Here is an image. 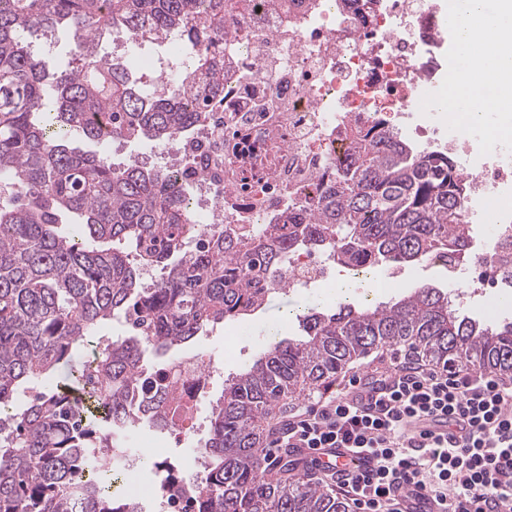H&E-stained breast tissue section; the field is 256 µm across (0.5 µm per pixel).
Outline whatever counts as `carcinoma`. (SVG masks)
I'll return each instance as SVG.
<instances>
[{
    "instance_id": "obj_1",
    "label": "carcinoma",
    "mask_w": 512,
    "mask_h": 512,
    "mask_svg": "<svg viewBox=\"0 0 512 512\" xmlns=\"http://www.w3.org/2000/svg\"><path fill=\"white\" fill-rule=\"evenodd\" d=\"M224 2L0 0V512H72L83 492L88 512H125L135 492L112 490L124 473L107 466L116 435L175 430V395L157 371L214 327L260 310L294 252L359 270L438 251L463 259L472 246L461 219L470 186L456 161L382 118L352 133L310 204L255 231L226 224L205 241L167 171L138 159L117 167L91 149L109 138L165 148L191 135L222 86L216 70L204 83L195 75L226 34ZM62 30L71 60L56 67L35 38ZM151 31L192 49L169 95L144 93L132 62L101 52L114 33ZM147 267L161 272L154 288L142 286ZM122 318L145 334H100ZM301 327L224 382L200 445L194 512H348L309 472L263 475L266 423L379 348L512 379V322L473 319L439 288L311 308ZM89 349L96 357L76 363Z\"/></svg>"
}]
</instances>
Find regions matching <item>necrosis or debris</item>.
Here are the masks:
<instances>
[{
  "mask_svg": "<svg viewBox=\"0 0 512 512\" xmlns=\"http://www.w3.org/2000/svg\"><path fill=\"white\" fill-rule=\"evenodd\" d=\"M234 32L217 52L224 92L213 99L192 134L162 150L178 177L200 238L225 224L268 223L289 203L304 202L348 146L350 131L376 117L419 147L457 153L470 175L463 219L489 223L468 268H449L457 288L512 287V135L483 125L449 124L446 109L429 108L445 97L446 19L435 0H231ZM163 56L150 60L156 92L175 86L188 54L183 41L158 42ZM429 112L426 123L417 113ZM331 267L313 250L296 253L279 272L292 286L329 279ZM182 402H193L221 367L193 354L176 364ZM161 479L135 499L137 512H187L173 494L187 469L170 458L156 461Z\"/></svg>",
  "mask_w": 512,
  "mask_h": 512,
  "instance_id": "4bbe7bcc",
  "label": "necrosis or debris"
}]
</instances>
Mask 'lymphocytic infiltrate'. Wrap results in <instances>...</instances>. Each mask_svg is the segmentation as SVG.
<instances>
[{"instance_id": "f902f5d3", "label": "lymphocytic infiltrate", "mask_w": 512, "mask_h": 512, "mask_svg": "<svg viewBox=\"0 0 512 512\" xmlns=\"http://www.w3.org/2000/svg\"><path fill=\"white\" fill-rule=\"evenodd\" d=\"M442 417L462 433L411 432V421ZM290 448H352L375 469L337 480L352 512H398L396 494L426 488L442 512H512V385L471 370L409 359L297 409L274 432L263 461Z\"/></svg>"}]
</instances>
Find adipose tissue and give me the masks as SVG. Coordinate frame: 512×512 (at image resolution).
<instances>
[{"mask_svg": "<svg viewBox=\"0 0 512 512\" xmlns=\"http://www.w3.org/2000/svg\"><path fill=\"white\" fill-rule=\"evenodd\" d=\"M448 17L459 26L460 43L474 59L473 104L458 113L460 121L482 120L484 113L496 115L495 126L512 131V0H498L494 15H486L484 0H451Z\"/></svg>", "mask_w": 512, "mask_h": 512, "instance_id": "adipose-tissue-1", "label": "adipose tissue"}]
</instances>
